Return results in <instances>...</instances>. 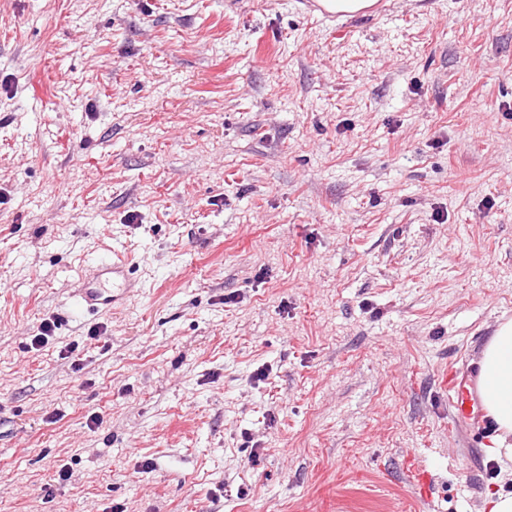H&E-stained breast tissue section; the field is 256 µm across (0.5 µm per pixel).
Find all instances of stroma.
<instances>
[{
  "label": "stroma",
  "instance_id": "stroma-1",
  "mask_svg": "<svg viewBox=\"0 0 512 512\" xmlns=\"http://www.w3.org/2000/svg\"><path fill=\"white\" fill-rule=\"evenodd\" d=\"M507 320L512 0H0V512H476ZM356 1H368L371 5L366 9H376V10H386L387 5L386 0H305L309 11L316 14L317 16L323 19H331L334 20L336 16H344L348 15L349 11H345V9H351L355 6ZM336 8H341L344 10L336 11ZM105 251L108 256L90 261L73 279L79 308L92 313L114 308L134 288H142L129 260L113 247ZM448 397L451 400L456 398V404L453 406L456 409L454 418L458 420L469 421L470 425L477 428L479 432H486L488 430L487 422L478 412V405L481 401L479 393L477 375L470 370L467 378H457L455 372L448 375ZM469 404V409L466 404Z\"/></svg>",
  "mask_w": 512,
  "mask_h": 512
}]
</instances>
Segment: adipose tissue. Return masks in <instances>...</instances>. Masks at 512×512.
Masks as SVG:
<instances>
[{
  "mask_svg": "<svg viewBox=\"0 0 512 512\" xmlns=\"http://www.w3.org/2000/svg\"><path fill=\"white\" fill-rule=\"evenodd\" d=\"M483 406L496 424L487 451L512 458V321L498 325L480 360Z\"/></svg>",
  "mask_w": 512,
  "mask_h": 512,
  "instance_id": "obj_1",
  "label": "adipose tissue"
}]
</instances>
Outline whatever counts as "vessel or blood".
Wrapping results in <instances>:
<instances>
[{
	"mask_svg": "<svg viewBox=\"0 0 512 512\" xmlns=\"http://www.w3.org/2000/svg\"><path fill=\"white\" fill-rule=\"evenodd\" d=\"M310 12L324 19H335L338 10L353 8L355 0H305ZM78 306L88 312H97L121 304L139 287L132 266L119 251L107 248L105 257L92 260L80 268L74 279ZM448 396L455 399V417L470 422L478 431H487L485 418L478 412L481 401L476 375L457 378L448 376Z\"/></svg>",
	"mask_w": 512,
	"mask_h": 512,
	"instance_id": "b4317fda",
	"label": "vessel or blood"
}]
</instances>
